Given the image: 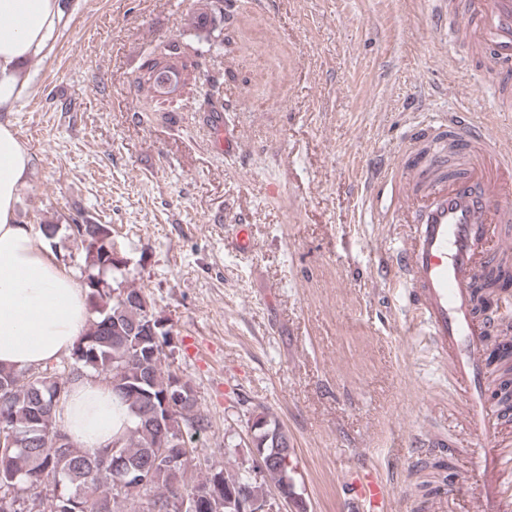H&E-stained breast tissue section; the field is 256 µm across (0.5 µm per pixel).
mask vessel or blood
Masks as SVG:
<instances>
[{
	"mask_svg": "<svg viewBox=\"0 0 512 512\" xmlns=\"http://www.w3.org/2000/svg\"><path fill=\"white\" fill-rule=\"evenodd\" d=\"M458 15L465 24L449 38L453 50L481 53L488 73L512 81V0H448L432 12L437 31ZM434 130L432 145L405 159L408 178L394 170L383 175L391 196L378 221L408 231L395 258L378 254L377 267L389 285L404 289L413 327L447 362L450 383L468 405L479 442L472 470L482 487L468 512H512V457L499 451L504 412L493 407L485 381L488 341L512 314V296L491 311L476 308L478 278L495 260L484 243L492 228L512 226V154L464 113L442 115ZM213 135L219 149L234 151L226 119L214 120ZM347 481L359 512H385L386 484L377 471H351Z\"/></svg>",
	"mask_w": 512,
	"mask_h": 512,
	"instance_id": "obj_1",
	"label": "vessel or blood"
}]
</instances>
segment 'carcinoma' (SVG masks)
Instances as JSON below:
<instances>
[{"mask_svg":"<svg viewBox=\"0 0 512 512\" xmlns=\"http://www.w3.org/2000/svg\"><path fill=\"white\" fill-rule=\"evenodd\" d=\"M175 61L170 51L143 64L136 78L157 90L153 80L160 66ZM84 250V286L89 310L95 317L70 352L69 361L56 366L36 368H0V429L20 437L22 445L0 450V512H22L26 499L47 493V512L67 504L69 512H141L134 501L113 490L112 472L96 466L94 449H84L73 440L64 445L53 443L52 434L64 432L56 420L55 409L65 401L71 387L58 391L56 376L68 374L71 380L95 376L112 383L111 389L132 415L130 425L114 433L112 444L118 446L125 467L145 466L151 473L148 496L170 509V512H236L224 507L225 496L263 499L268 495L264 485L283 489L294 481L295 454L289 463L270 458L274 439L264 448H256L248 470L230 475L224 464L207 465L206 475L190 486L188 470L199 458L197 443L210 427L194 399L177 408L175 414L185 426L183 447L166 454L156 451L161 426L157 412L162 410L172 385L179 378L165 363L166 354L155 345L139 340L147 329L161 321L154 304L144 289L121 280L111 286L106 276L122 272L126 262L118 257L112 240V228L106 224L83 225L76 229ZM512 285V271L497 263L485 269L478 287L479 308L483 311L494 303L493 290ZM498 381L496 394L512 409V349L495 346L489 360ZM252 421L265 424L264 431L279 435L278 447H290L288 432L280 421L262 410ZM211 491L207 499L196 498L202 490Z\"/></svg>","mask_w":512,"mask_h":512,"instance_id":"obj_1","label":"carcinoma"}]
</instances>
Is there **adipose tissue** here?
Returning <instances> with one entry per match:
<instances>
[{"label":"adipose tissue","instance_id":"1","mask_svg":"<svg viewBox=\"0 0 512 512\" xmlns=\"http://www.w3.org/2000/svg\"><path fill=\"white\" fill-rule=\"evenodd\" d=\"M62 18L59 0H0V112L22 91L21 67L49 46ZM31 156L10 123L0 121V367L44 365L68 354L87 327L86 289L31 229L17 202ZM84 448H106L128 415L111 389L85 379L57 411Z\"/></svg>","mask_w":512,"mask_h":512}]
</instances>
